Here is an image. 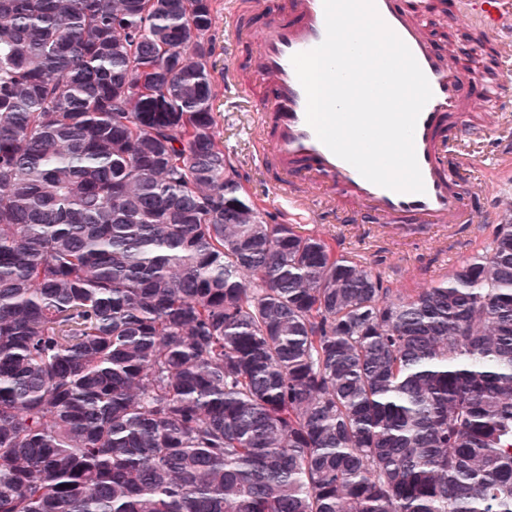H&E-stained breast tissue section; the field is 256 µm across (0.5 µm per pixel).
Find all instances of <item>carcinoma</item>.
<instances>
[{
	"mask_svg": "<svg viewBox=\"0 0 512 512\" xmlns=\"http://www.w3.org/2000/svg\"><path fill=\"white\" fill-rule=\"evenodd\" d=\"M213 0H0V512H512V209L425 288L271 223Z\"/></svg>",
	"mask_w": 512,
	"mask_h": 512,
	"instance_id": "carcinoma-1",
	"label": "carcinoma"
}]
</instances>
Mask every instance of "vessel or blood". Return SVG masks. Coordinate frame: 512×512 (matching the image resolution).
I'll return each mask as SVG.
<instances>
[{
	"mask_svg": "<svg viewBox=\"0 0 512 512\" xmlns=\"http://www.w3.org/2000/svg\"><path fill=\"white\" fill-rule=\"evenodd\" d=\"M383 21L409 47L433 91L415 131V151L425 185L421 193H400L366 180L351 164L334 155L306 121V94L291 57L318 46L325 38L323 0H288V17L269 16L251 28L246 39L253 55L252 79L268 92L258 123L260 166L282 177L302 178L305 195L282 196L280 210L309 223L329 220L338 204L371 212L378 223L406 222L426 229L451 224H493L498 214L468 210L466 197L479 196L482 184L461 181L469 158L461 143L483 136L500 124L501 102L512 95V81L485 88V109L466 107L474 75L430 42L423 21L408 0H375ZM484 39L512 25V0H466L460 14Z\"/></svg>",
	"mask_w": 512,
	"mask_h": 512,
	"instance_id": "1",
	"label": "vessel or blood"
}]
</instances>
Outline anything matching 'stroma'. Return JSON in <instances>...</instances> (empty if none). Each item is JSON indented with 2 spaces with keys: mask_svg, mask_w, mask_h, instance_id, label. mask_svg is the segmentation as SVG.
I'll return each instance as SVG.
<instances>
[{
  "mask_svg": "<svg viewBox=\"0 0 512 512\" xmlns=\"http://www.w3.org/2000/svg\"><path fill=\"white\" fill-rule=\"evenodd\" d=\"M215 22L212 29L215 43L211 61L213 69V112L217 137L230 154L245 180V186L273 220H281L278 195L282 189H299L298 179L280 185L272 175L259 170L254 155L253 117L261 104L260 92H247L244 83L252 79V68L244 50L226 52L224 32V0H214ZM234 72L236 82L226 83L227 72ZM503 124L486 139L468 147L470 168L476 177H483L490 152L499 146L512 147V101L503 106ZM317 230L336 243L342 254L365 262L374 272L391 281L396 288H422L444 278L454 267L473 256L478 246L491 239L488 224H455L433 232L416 229L411 233H393L373 223L368 212H359L354 221L318 225Z\"/></svg>",
  "mask_w": 512,
  "mask_h": 512,
  "instance_id": "1",
  "label": "stroma"
}]
</instances>
